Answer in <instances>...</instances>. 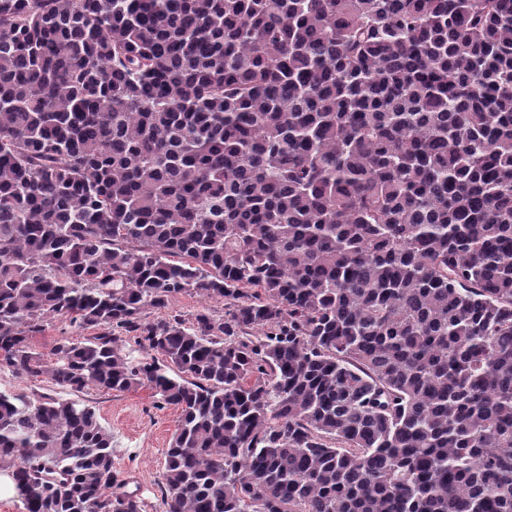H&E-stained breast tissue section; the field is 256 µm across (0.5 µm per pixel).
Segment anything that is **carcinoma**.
Segmentation results:
<instances>
[{"mask_svg": "<svg viewBox=\"0 0 512 512\" xmlns=\"http://www.w3.org/2000/svg\"><path fill=\"white\" fill-rule=\"evenodd\" d=\"M2 368L177 407L166 512H512V0H0ZM1 482L140 512L76 400ZM167 312L181 314L189 324L194 322L196 314L208 312L213 315H224V302L214 300L194 292L177 295L170 303ZM45 329L41 333L34 335L32 345L36 352L46 355L49 353L54 341L60 336H94L98 331L94 329L86 330L81 335L72 333L68 323L60 319H52L47 322Z\"/></svg>", "mask_w": 512, "mask_h": 512, "instance_id": "obj_1", "label": "carcinoma"}]
</instances>
